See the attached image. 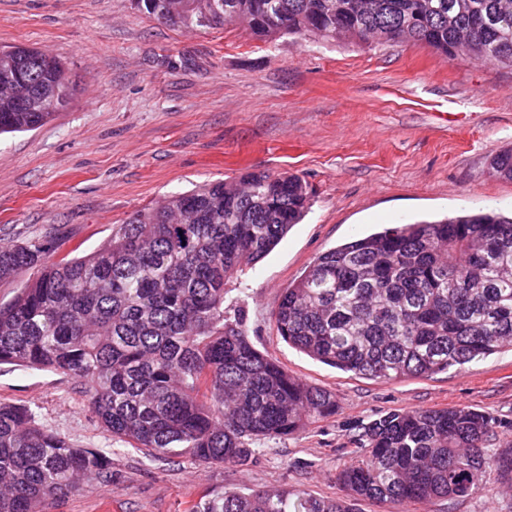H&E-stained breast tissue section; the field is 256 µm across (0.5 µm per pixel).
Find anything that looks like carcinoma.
Listing matches in <instances>:
<instances>
[{
	"label": "carcinoma",
	"instance_id": "obj_1",
	"mask_svg": "<svg viewBox=\"0 0 512 512\" xmlns=\"http://www.w3.org/2000/svg\"><path fill=\"white\" fill-rule=\"evenodd\" d=\"M184 28L243 23L256 36L385 46L512 68V0H135ZM66 65L36 47L0 49V134L37 129L70 102ZM512 179V149L491 160ZM310 208L296 175L252 171L135 212L97 250L59 261L58 231L0 239V281L31 276L0 303V365L74 378L112 438L149 457L244 464L258 438L286 437L336 411L325 390L259 351L226 285ZM292 348L356 376L431 377L512 352V215L391 224L319 255L272 313ZM338 481L353 499L465 498L512 474V440L468 406L396 410L361 427ZM110 485L112 457L77 448L0 402V512H46L79 478ZM191 512H351L346 501L216 490Z\"/></svg>",
	"mask_w": 512,
	"mask_h": 512
}]
</instances>
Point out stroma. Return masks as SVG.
<instances>
[{
  "mask_svg": "<svg viewBox=\"0 0 512 512\" xmlns=\"http://www.w3.org/2000/svg\"><path fill=\"white\" fill-rule=\"evenodd\" d=\"M66 62L76 91L41 128L0 136V239L59 229V256L94 251L135 211L248 170L300 176L311 208L254 267L227 284L251 342L334 395L336 412L260 439L241 466L151 458L113 440L70 376L4 365L0 401L82 448L116 475L47 512H190L210 488L342 499L336 480L357 427L387 412L466 405L512 440V353L430 378L380 381L313 361L271 313L315 257L390 224L512 213V180L489 172L512 147V69L448 59L422 45L350 38L265 39L242 26L177 28L131 0H0V46ZM354 512H512V479L491 473L463 499L401 505L360 498Z\"/></svg>",
  "mask_w": 512,
  "mask_h": 512,
  "instance_id": "stroma-1",
  "label": "stroma"
}]
</instances>
